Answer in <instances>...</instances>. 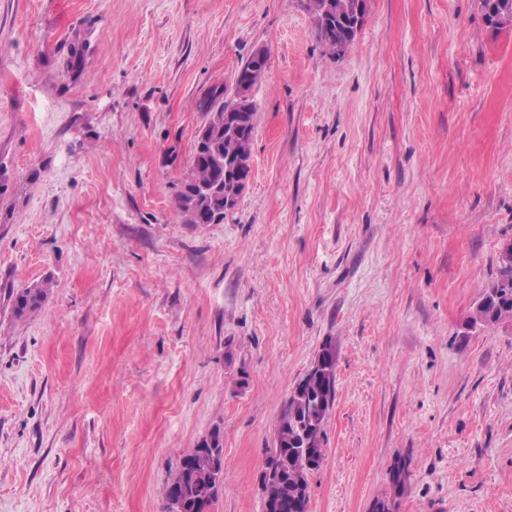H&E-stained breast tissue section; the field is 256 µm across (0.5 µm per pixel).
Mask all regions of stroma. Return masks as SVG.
<instances>
[{"label":"stroma","instance_id":"stroma-1","mask_svg":"<svg viewBox=\"0 0 512 512\" xmlns=\"http://www.w3.org/2000/svg\"><path fill=\"white\" fill-rule=\"evenodd\" d=\"M261 47L248 186L181 223L197 102ZM508 239L512 27L478 0H369L341 57L301 0H0V512H162L216 426L211 512H262L327 344L309 512H512V324L466 326ZM53 288V280L44 277L34 280L21 288H12L8 293V301L12 316L23 320L42 308ZM328 377L325 380L314 381L313 376H307V382H311L310 395L307 396L305 389L296 392L295 386L288 394L287 399L282 405L278 421L276 424L275 435H274V446L271 450L272 459L274 456H280L282 448H293L291 445L292 436L294 435V426L298 422H302L305 428V424L308 426L307 438L311 440L309 448L322 449L325 443V431L324 423L329 414L333 409L336 401V351L333 348H328ZM317 396L322 398L323 408L322 414L315 425H310L309 419V400H315ZM304 421L306 423H304ZM288 439V446H285L286 440Z\"/></svg>","mask_w":512,"mask_h":512}]
</instances>
